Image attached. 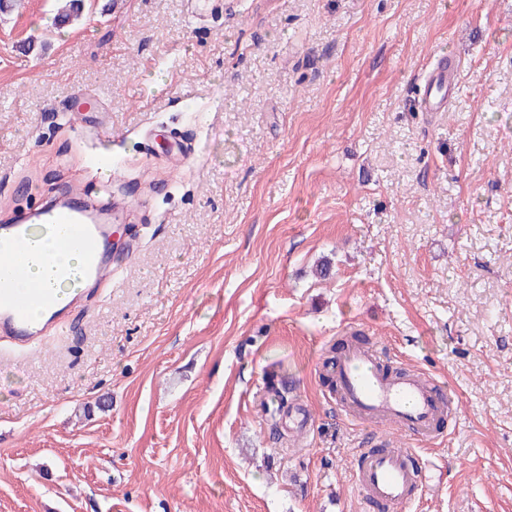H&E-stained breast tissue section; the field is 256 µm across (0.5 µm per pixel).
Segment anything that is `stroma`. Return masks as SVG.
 <instances>
[{
  "mask_svg": "<svg viewBox=\"0 0 512 512\" xmlns=\"http://www.w3.org/2000/svg\"><path fill=\"white\" fill-rule=\"evenodd\" d=\"M105 2L0 13V221L128 203L111 282L0 344V512H368L322 380L354 330L457 396L408 512H512V0ZM442 55L458 95L417 111Z\"/></svg>",
  "mask_w": 512,
  "mask_h": 512,
  "instance_id": "stroma-1",
  "label": "stroma"
}]
</instances>
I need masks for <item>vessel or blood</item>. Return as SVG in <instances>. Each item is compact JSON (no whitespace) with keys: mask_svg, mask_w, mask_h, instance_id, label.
Wrapping results in <instances>:
<instances>
[{"mask_svg":"<svg viewBox=\"0 0 512 512\" xmlns=\"http://www.w3.org/2000/svg\"><path fill=\"white\" fill-rule=\"evenodd\" d=\"M457 64L440 58L430 69L417 93L422 112H444L459 89ZM124 203L108 196L79 206L62 204L39 209L0 225V341L26 346L55 328L62 309L43 283L26 281L23 254L36 225H55L60 247H78L84 256L75 280L77 296L89 285L105 283L112 262L104 249L110 225L95 223L98 215L123 211ZM43 303L48 314L34 321L30 308ZM336 399L359 420L396 426L420 442H431L441 421L455 414L457 400L430 375L419 372L385 374L382 354L376 346L348 345L336 365ZM432 466L416 448H362L356 458L352 482L359 495L376 512H407L428 486Z\"/></svg>","mask_w":512,"mask_h":512,"instance_id":"obj_1","label":"vessel or blood"}]
</instances>
